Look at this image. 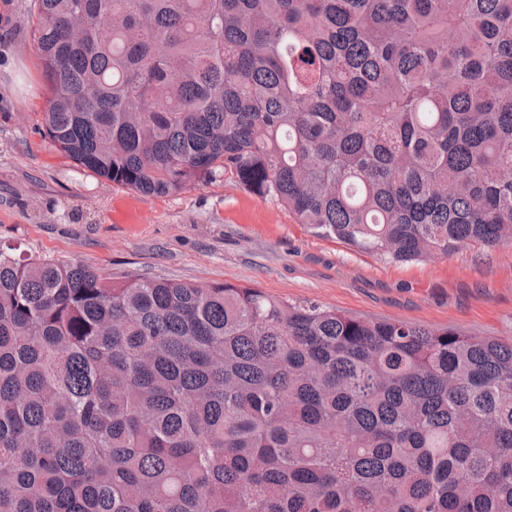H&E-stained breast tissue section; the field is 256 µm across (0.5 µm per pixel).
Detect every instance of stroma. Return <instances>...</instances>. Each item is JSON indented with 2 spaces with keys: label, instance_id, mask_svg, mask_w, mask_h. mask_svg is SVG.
Listing matches in <instances>:
<instances>
[{
  "label": "stroma",
  "instance_id": "stroma-1",
  "mask_svg": "<svg viewBox=\"0 0 512 512\" xmlns=\"http://www.w3.org/2000/svg\"><path fill=\"white\" fill-rule=\"evenodd\" d=\"M33 11L34 0H0V244L115 280L230 282L365 319L512 339V247L393 263L313 234L225 174L144 195L78 166L40 132L46 82ZM127 196L141 223L115 221Z\"/></svg>",
  "mask_w": 512,
  "mask_h": 512
}]
</instances>
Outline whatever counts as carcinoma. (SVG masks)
<instances>
[{"label": "carcinoma", "mask_w": 512, "mask_h": 512, "mask_svg": "<svg viewBox=\"0 0 512 512\" xmlns=\"http://www.w3.org/2000/svg\"><path fill=\"white\" fill-rule=\"evenodd\" d=\"M42 134L390 262L512 246V0H35ZM0 512H512V339L0 246Z\"/></svg>", "instance_id": "obj_1"}]
</instances>
